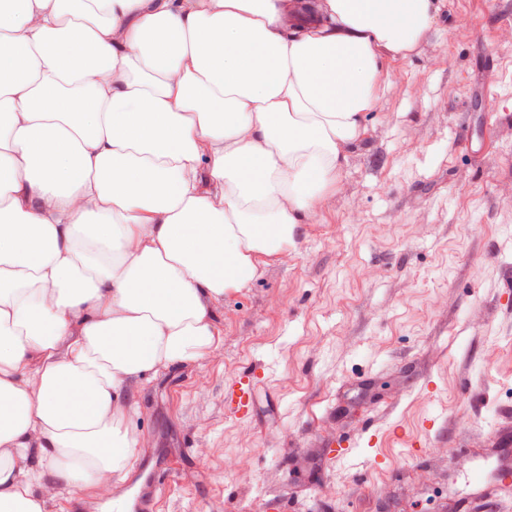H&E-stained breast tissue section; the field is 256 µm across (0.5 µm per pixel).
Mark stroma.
Wrapping results in <instances>:
<instances>
[{
  "mask_svg": "<svg viewBox=\"0 0 512 512\" xmlns=\"http://www.w3.org/2000/svg\"><path fill=\"white\" fill-rule=\"evenodd\" d=\"M434 6L288 259L216 304V353L129 383L131 473L173 478L156 512H512V0ZM258 387L248 376L242 375L224 385V408L241 417L252 413Z\"/></svg>",
  "mask_w": 512,
  "mask_h": 512,
  "instance_id": "stroma-1",
  "label": "stroma"
}]
</instances>
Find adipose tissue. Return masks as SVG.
<instances>
[{
    "label": "adipose tissue",
    "instance_id": "1",
    "mask_svg": "<svg viewBox=\"0 0 512 512\" xmlns=\"http://www.w3.org/2000/svg\"><path fill=\"white\" fill-rule=\"evenodd\" d=\"M433 0H0V512L100 495L131 379L212 355Z\"/></svg>",
    "mask_w": 512,
    "mask_h": 512
}]
</instances>
